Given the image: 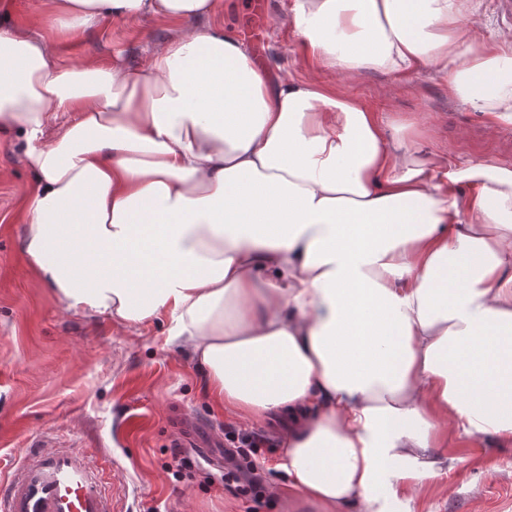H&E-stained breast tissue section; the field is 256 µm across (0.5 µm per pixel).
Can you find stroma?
Returning a JSON list of instances; mask_svg holds the SVG:
<instances>
[{
    "mask_svg": "<svg viewBox=\"0 0 512 512\" xmlns=\"http://www.w3.org/2000/svg\"><path fill=\"white\" fill-rule=\"evenodd\" d=\"M291 8L292 0H222L218 21L271 73L308 79V51ZM34 33L53 40L63 65L108 63L117 53L133 73L144 72L153 50L171 35L156 19L109 16L73 36L46 22ZM322 82L378 112L386 125L408 123V136L424 153L447 152L459 165L489 160L512 168V125L490 127L476 104L449 96L446 82L381 72L342 83L326 73ZM22 144L20 133L0 134V478L32 442L48 438L109 456L128 484L123 512H317L297 501L275 468L281 453L275 420L256 426L274 442L255 459L265 488L261 503L226 487L220 447L208 456L186 447L196 467L175 479V418L205 441L241 422L210 402L197 363L166 346L165 324L126 327L65 312L36 282L22 253L23 207L35 186ZM448 449L460 458L456 468L411 501L398 502L396 512H512V445L480 436Z\"/></svg>",
    "mask_w": 512,
    "mask_h": 512,
    "instance_id": "35a3bbf8",
    "label": "stroma"
}]
</instances>
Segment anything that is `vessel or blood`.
<instances>
[{
  "label": "vessel or blood",
  "mask_w": 512,
  "mask_h": 512,
  "mask_svg": "<svg viewBox=\"0 0 512 512\" xmlns=\"http://www.w3.org/2000/svg\"><path fill=\"white\" fill-rule=\"evenodd\" d=\"M0 512H120L106 470L78 448L37 442L0 483Z\"/></svg>",
  "instance_id": "b4317fda"
}]
</instances>
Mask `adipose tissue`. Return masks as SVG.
<instances>
[{"label":"adipose tissue","instance_id":"1","mask_svg":"<svg viewBox=\"0 0 512 512\" xmlns=\"http://www.w3.org/2000/svg\"><path fill=\"white\" fill-rule=\"evenodd\" d=\"M220 6L40 0L33 23L71 34L173 22L143 74L0 28V132L36 176L24 255L64 310L167 319L217 407L287 416L295 497L385 512L454 468L449 436L512 444V169L422 157L334 90L270 78ZM292 22L319 69L426 74L512 124V41L464 0H294Z\"/></svg>","mask_w":512,"mask_h":512}]
</instances>
